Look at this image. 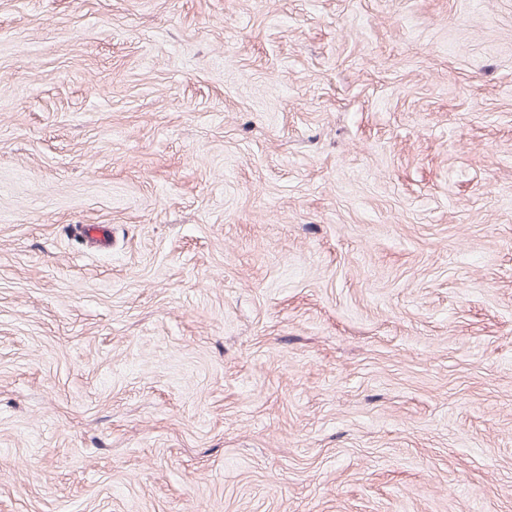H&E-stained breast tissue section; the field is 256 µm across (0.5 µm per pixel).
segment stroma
<instances>
[{
  "mask_svg": "<svg viewBox=\"0 0 512 512\" xmlns=\"http://www.w3.org/2000/svg\"><path fill=\"white\" fill-rule=\"evenodd\" d=\"M0 512H512V0H0Z\"/></svg>",
  "mask_w": 512,
  "mask_h": 512,
  "instance_id": "1",
  "label": "stroma"
}]
</instances>
